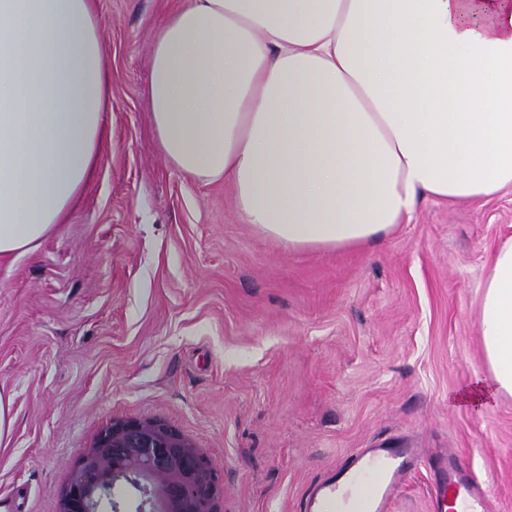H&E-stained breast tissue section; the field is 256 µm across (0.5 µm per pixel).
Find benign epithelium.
Wrapping results in <instances>:
<instances>
[{
  "label": "benign epithelium",
  "instance_id": "7a95c632",
  "mask_svg": "<svg viewBox=\"0 0 512 512\" xmlns=\"http://www.w3.org/2000/svg\"><path fill=\"white\" fill-rule=\"evenodd\" d=\"M123 457L124 475L142 494L144 512H217L219 480L209 459L162 421L125 420L98 435L73 468L60 512H90L121 479L112 460Z\"/></svg>",
  "mask_w": 512,
  "mask_h": 512
}]
</instances>
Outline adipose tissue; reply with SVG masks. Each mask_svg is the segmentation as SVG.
<instances>
[{
	"instance_id": "1",
	"label": "adipose tissue",
	"mask_w": 512,
	"mask_h": 512,
	"mask_svg": "<svg viewBox=\"0 0 512 512\" xmlns=\"http://www.w3.org/2000/svg\"><path fill=\"white\" fill-rule=\"evenodd\" d=\"M148 92L168 163L230 182L244 221L291 249L512 187V0H179ZM109 93L95 0H0V262L66 222ZM482 288L475 405L512 397V238Z\"/></svg>"
}]
</instances>
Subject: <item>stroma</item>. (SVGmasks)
I'll list each match as a JSON object with an SVG mask.
<instances>
[{"mask_svg": "<svg viewBox=\"0 0 512 512\" xmlns=\"http://www.w3.org/2000/svg\"><path fill=\"white\" fill-rule=\"evenodd\" d=\"M175 0H97L106 145L67 224L0 264V512H59L115 421L160 420L221 478L218 512H298L359 449L456 455L512 512V398L463 392L487 368L480 285L512 237V188L426 200L361 247L291 250L229 185L169 165L152 131L150 53ZM13 399L11 395L0 392V446L8 443L13 432L16 414L13 412Z\"/></svg>", "mask_w": 512, "mask_h": 512, "instance_id": "obj_1", "label": "stroma"}]
</instances>
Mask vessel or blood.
Returning <instances> with one entry per match:
<instances>
[{
	"mask_svg": "<svg viewBox=\"0 0 512 512\" xmlns=\"http://www.w3.org/2000/svg\"><path fill=\"white\" fill-rule=\"evenodd\" d=\"M420 463L418 449L385 443L357 451L312 486L299 512H390V505ZM433 512H489L485 486L452 453L433 457Z\"/></svg>",
	"mask_w": 512,
	"mask_h": 512,
	"instance_id": "b4317fda",
	"label": "vessel or blood"
}]
</instances>
